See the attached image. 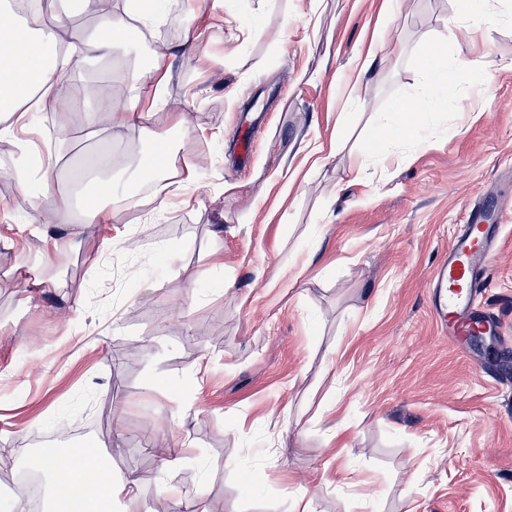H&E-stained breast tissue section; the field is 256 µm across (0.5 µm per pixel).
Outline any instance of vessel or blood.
<instances>
[{
  "instance_id": "b4317fda",
  "label": "vessel or blood",
  "mask_w": 512,
  "mask_h": 512,
  "mask_svg": "<svg viewBox=\"0 0 512 512\" xmlns=\"http://www.w3.org/2000/svg\"><path fill=\"white\" fill-rule=\"evenodd\" d=\"M464 211L462 231L449 243L447 258L428 279L437 321L453 340L492 329L477 299L482 271L493 256L497 217L481 200L466 203Z\"/></svg>"
}]
</instances>
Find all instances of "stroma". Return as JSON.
<instances>
[{
    "label": "stroma",
    "instance_id": "1",
    "mask_svg": "<svg viewBox=\"0 0 512 512\" xmlns=\"http://www.w3.org/2000/svg\"><path fill=\"white\" fill-rule=\"evenodd\" d=\"M214 0H170L154 35L131 36L83 69L89 98L131 106L133 71L155 42L180 44ZM233 24L203 30L172 62L167 110L124 129L112 176L138 196L120 222L82 224L54 251L25 221L46 201L21 192L0 141V489L32 471L41 440L92 441L134 475L145 512L168 482L212 512H512V21L486 27L473 57L483 83L434 98L420 148L374 131L400 102L433 96L425 62L461 0H231ZM287 28L288 42L275 32ZM364 107L349 105L347 63L375 31ZM183 112L187 126L171 129ZM345 148L312 171L297 148ZM60 188L102 152L88 116L49 127ZM251 129L255 152L235 146ZM194 183L155 211L132 160L157 140ZM387 151L373 178L362 153ZM292 156L296 185L280 167ZM503 201L483 306L493 341L453 344L436 324L428 277L447 256L465 200ZM185 425L191 450L162 459Z\"/></svg>",
    "mask_w": 512,
    "mask_h": 512
}]
</instances>
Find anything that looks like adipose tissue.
<instances>
[{
    "instance_id": "adipose-tissue-1",
    "label": "adipose tissue",
    "mask_w": 512,
    "mask_h": 512,
    "mask_svg": "<svg viewBox=\"0 0 512 512\" xmlns=\"http://www.w3.org/2000/svg\"><path fill=\"white\" fill-rule=\"evenodd\" d=\"M132 17L145 29L152 28L157 20L154 12L140 9L137 0H118L112 8L101 10L93 28L73 42L77 58L69 65L61 62L58 52V32L64 25L59 13L40 9L20 14L13 0H0V140L11 142L20 155L34 152L35 144L19 135L29 114L39 111L71 69L112 57L123 44ZM500 20L492 0H465L462 9L449 20L448 30L451 39L462 47L471 44L484 26ZM178 52L173 45L156 46L152 66L135 76L138 97L147 108L159 107L171 76V62ZM56 171V162L46 160L33 168H18L15 179L22 191L47 199L52 212L72 213L73 197L57 188ZM136 177L138 183L151 187L154 200L163 208L170 196L192 183L194 172L189 169L179 175L162 161L141 160L136 165ZM39 464L51 481V512H89L93 506L99 512H112L113 505L137 498L140 492L137 478L131 475L109 473L102 483L86 482L84 475L94 464L84 455L65 460L55 454L45 455Z\"/></svg>"
}]
</instances>
